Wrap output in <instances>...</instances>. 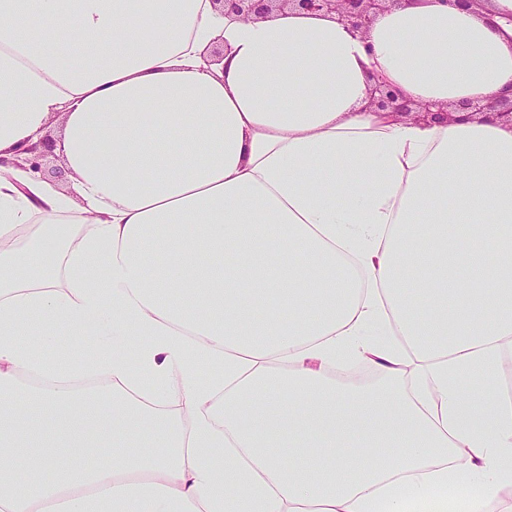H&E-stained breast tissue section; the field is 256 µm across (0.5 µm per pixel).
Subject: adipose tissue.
Returning a JSON list of instances; mask_svg holds the SVG:
<instances>
[{
  "mask_svg": "<svg viewBox=\"0 0 512 512\" xmlns=\"http://www.w3.org/2000/svg\"><path fill=\"white\" fill-rule=\"evenodd\" d=\"M371 72L423 103L511 90L512 0L363 34L0 0V512H495L512 126L372 111ZM56 121L80 224L13 165ZM62 327L96 358L58 365ZM342 358L385 383H336Z\"/></svg>",
  "mask_w": 512,
  "mask_h": 512,
  "instance_id": "1",
  "label": "adipose tissue"
}]
</instances>
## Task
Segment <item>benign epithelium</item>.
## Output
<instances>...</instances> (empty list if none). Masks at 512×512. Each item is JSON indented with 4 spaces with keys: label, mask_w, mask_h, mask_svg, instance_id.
Returning a JSON list of instances; mask_svg holds the SVG:
<instances>
[{
    "label": "benign epithelium",
    "mask_w": 512,
    "mask_h": 512,
    "mask_svg": "<svg viewBox=\"0 0 512 512\" xmlns=\"http://www.w3.org/2000/svg\"><path fill=\"white\" fill-rule=\"evenodd\" d=\"M401 2L402 0H212L222 14L236 19L265 18L273 12L298 10L344 21L361 33L367 30L379 12ZM370 82L368 107L377 112H391L398 117L418 118L423 121L430 118L448 121L454 119L449 105L440 107L431 103H416L374 74L370 76ZM461 109L473 116L494 117L512 124V98L506 95L486 101L468 102ZM53 149L54 142L47 137L28 147L22 161L29 164L30 168L39 170L45 158L53 154Z\"/></svg>",
    "instance_id": "benign-epithelium-1"
}]
</instances>
